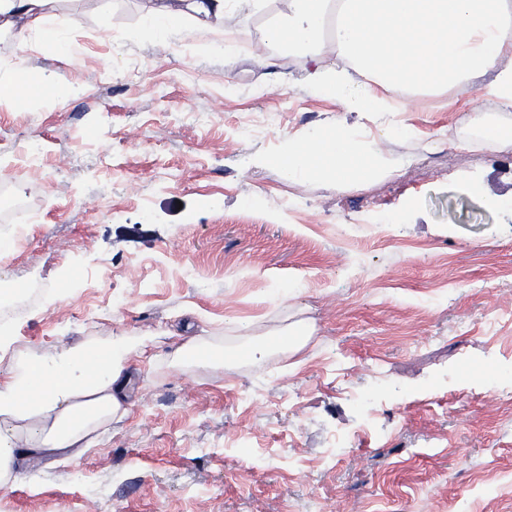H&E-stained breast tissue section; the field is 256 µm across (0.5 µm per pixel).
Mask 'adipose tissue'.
<instances>
[{"instance_id":"1","label":"adipose tissue","mask_w":512,"mask_h":512,"mask_svg":"<svg viewBox=\"0 0 512 512\" xmlns=\"http://www.w3.org/2000/svg\"><path fill=\"white\" fill-rule=\"evenodd\" d=\"M56 0H0V33L26 40L54 14ZM258 0H153L146 24L169 39L184 20L215 51L238 40L229 9L254 10ZM331 46L339 66L321 64ZM266 63L291 56L308 66V81L348 112H362L369 133L336 122L289 138L291 181L361 185L393 176L401 158L382 138L407 135L393 116L391 95L454 92L470 103L460 120L476 151L512 152V125L497 122L486 100L512 109V0H288V14L265 35ZM132 352L125 337L89 338L40 353L16 348L11 324H0V489L39 482L35 462L71 477V466L113 421L129 411Z\"/></svg>"}]
</instances>
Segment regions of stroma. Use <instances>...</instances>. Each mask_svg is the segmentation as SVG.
Wrapping results in <instances>:
<instances>
[{"label":"stroma","instance_id":"obj_1","mask_svg":"<svg viewBox=\"0 0 512 512\" xmlns=\"http://www.w3.org/2000/svg\"><path fill=\"white\" fill-rule=\"evenodd\" d=\"M149 7L60 0L62 55L0 38V70L50 87L0 107V189L36 216L0 280L43 287L17 345L152 339L129 413L73 477L45 467L0 512H512V154L468 151V103L446 93L398 113L410 134L382 146L407 163L388 180L288 182L271 159L289 136L366 119L298 59L261 62L286 0L228 14L231 53L189 23L156 38ZM376 213L402 222L372 229ZM299 320L315 331L292 353ZM208 332L267 349L172 366Z\"/></svg>","mask_w":512,"mask_h":512}]
</instances>
